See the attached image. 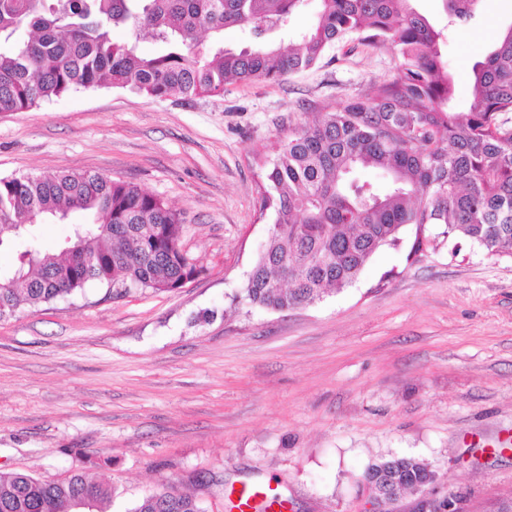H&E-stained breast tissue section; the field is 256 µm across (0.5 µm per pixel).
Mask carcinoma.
Returning <instances> with one entry per match:
<instances>
[{"label":"carcinoma","instance_id":"obj_1","mask_svg":"<svg viewBox=\"0 0 512 512\" xmlns=\"http://www.w3.org/2000/svg\"><path fill=\"white\" fill-rule=\"evenodd\" d=\"M303 0H0V113L21 112L77 89L128 88L145 98L220 94L233 81H274L306 69L347 35L388 47L397 76L329 108L272 147L261 213L273 223L244 287L252 308L284 312L352 285L374 254L402 242L406 226L443 227L489 255L512 254V26L471 69L473 102L452 112L447 37L414 0H318L314 24L283 47L277 37ZM448 23L471 12L446 0ZM130 32L124 42L114 28ZM247 28L252 44L224 45ZM153 39L164 53L145 56ZM379 172L381 180L358 176ZM81 212L60 251L45 250L36 224ZM179 213L140 187L91 172L0 178V247L25 238L0 268V318L85 293L92 285L172 293L200 274L180 250ZM433 471L412 457L372 463L368 483L391 500L425 486ZM118 496L81 472L59 481L0 475V512H68ZM125 512H204L197 496L163 485Z\"/></svg>","mask_w":512,"mask_h":512}]
</instances>
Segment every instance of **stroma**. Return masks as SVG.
I'll use <instances>...</instances> for the list:
<instances>
[{"label": "stroma", "mask_w": 512, "mask_h": 512, "mask_svg": "<svg viewBox=\"0 0 512 512\" xmlns=\"http://www.w3.org/2000/svg\"><path fill=\"white\" fill-rule=\"evenodd\" d=\"M416 7L447 28L451 109L468 111L472 65L512 24V0H481L454 27L442 0ZM398 64L349 39L310 69L216 96L102 87L0 114V177L135 184L181 212V246L201 268L174 293L92 287L0 319L1 472H86L117 489L107 512L164 482L195 493L196 473L218 480L204 512H230V491L266 483L292 512H366L367 467L405 455L468 512L512 497V256L410 225L313 305L234 300L273 222L260 212L273 146ZM103 456L111 466H87Z\"/></svg>", "instance_id": "1"}]
</instances>
